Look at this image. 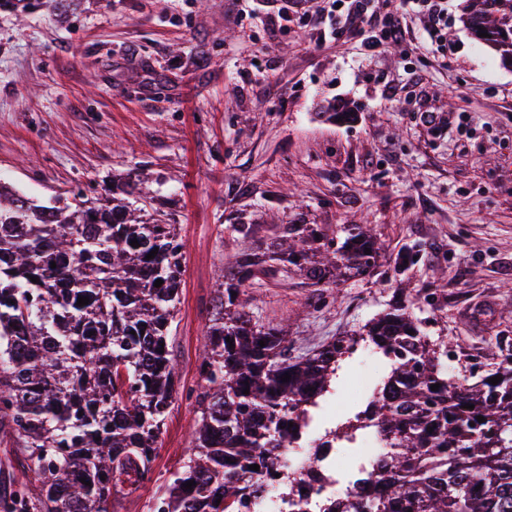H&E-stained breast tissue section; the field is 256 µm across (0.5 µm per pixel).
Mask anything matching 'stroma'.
<instances>
[{
    "instance_id": "35a3bbf8",
    "label": "stroma",
    "mask_w": 512,
    "mask_h": 512,
    "mask_svg": "<svg viewBox=\"0 0 512 512\" xmlns=\"http://www.w3.org/2000/svg\"><path fill=\"white\" fill-rule=\"evenodd\" d=\"M39 3L0 0V180L40 201L101 202L134 181L139 206L184 244L170 327L178 393L151 481L115 487L108 512H149L187 461L224 265L286 225H318L337 243L361 224L381 246L365 276L319 288L276 265L250 282L249 315L284 329L290 358L397 303L424 335L459 346L454 372L468 382L512 354V68L475 40L466 0H448L444 60L422 57L413 15L400 45L370 57L352 36L270 39L283 0H75L62 16ZM408 62L424 66L423 87L407 82ZM385 83L396 100L378 94ZM368 353L359 346L330 392L347 408Z\"/></svg>"
}]
</instances>
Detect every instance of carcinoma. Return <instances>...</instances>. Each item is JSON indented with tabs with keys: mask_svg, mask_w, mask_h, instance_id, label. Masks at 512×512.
Instances as JSON below:
<instances>
[{
	"mask_svg": "<svg viewBox=\"0 0 512 512\" xmlns=\"http://www.w3.org/2000/svg\"><path fill=\"white\" fill-rule=\"evenodd\" d=\"M468 21L511 66L512 0H474ZM129 194L116 184L106 205L78 194L43 204L0 182V435L32 475L0 495V512H107L112 488L152 470L176 393L168 333L184 256L176 225L135 216ZM318 234L289 224L276 251L246 248L224 269L205 330L193 457L150 512H240L260 475L276 474L289 424L329 392L361 342L391 369L371 411L391 446L360 512H512V356L475 384L459 381L448 373V345L395 306L290 361L283 331L245 311L246 288L269 262L318 287L376 265L379 247L361 225L336 248ZM80 296L89 304L77 305Z\"/></svg>",
	"mask_w": 512,
	"mask_h": 512,
	"instance_id": "1",
	"label": "carcinoma"
}]
</instances>
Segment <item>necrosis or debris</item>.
<instances>
[{
	"mask_svg": "<svg viewBox=\"0 0 512 512\" xmlns=\"http://www.w3.org/2000/svg\"><path fill=\"white\" fill-rule=\"evenodd\" d=\"M335 408L324 411L322 424L300 427L280 457L279 478L248 501L244 512H357L361 492L376 472V462L390 446L374 424L346 437L336 434ZM353 449L349 462L340 451ZM288 476L292 496H285L281 476Z\"/></svg>",
	"mask_w": 512,
	"mask_h": 512,
	"instance_id": "4bbe7bcc",
	"label": "necrosis or debris"
}]
</instances>
